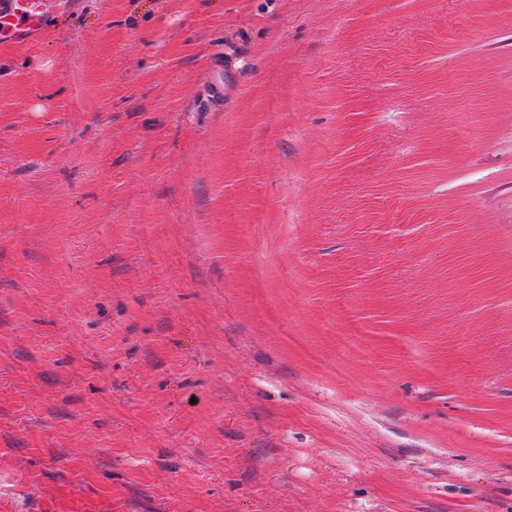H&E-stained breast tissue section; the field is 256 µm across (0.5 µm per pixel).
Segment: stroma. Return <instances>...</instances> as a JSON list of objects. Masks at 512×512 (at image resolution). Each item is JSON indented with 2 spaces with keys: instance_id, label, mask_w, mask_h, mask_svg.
Instances as JSON below:
<instances>
[{
  "instance_id": "obj_1",
  "label": "stroma",
  "mask_w": 512,
  "mask_h": 512,
  "mask_svg": "<svg viewBox=\"0 0 512 512\" xmlns=\"http://www.w3.org/2000/svg\"><path fill=\"white\" fill-rule=\"evenodd\" d=\"M0 512H512V0L0 45Z\"/></svg>"
}]
</instances>
